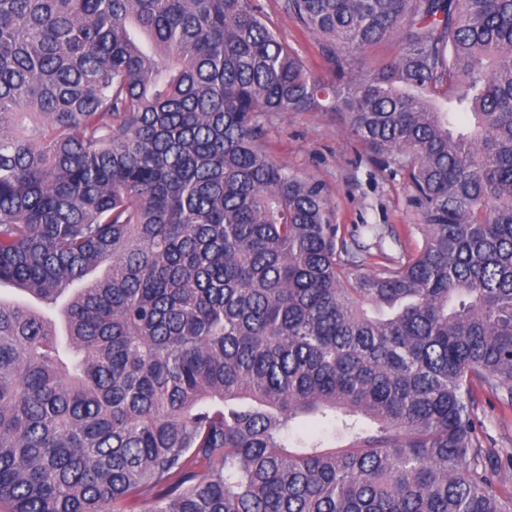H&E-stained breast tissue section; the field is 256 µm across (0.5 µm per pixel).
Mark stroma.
Segmentation results:
<instances>
[{"instance_id":"obj_1","label":"stroma","mask_w":512,"mask_h":512,"mask_svg":"<svg viewBox=\"0 0 512 512\" xmlns=\"http://www.w3.org/2000/svg\"><path fill=\"white\" fill-rule=\"evenodd\" d=\"M268 25L290 44L316 74L327 69L315 36L283 9V0H257ZM270 157L306 179L322 183L334 208V221L360 246V271L371 270L379 254L398 257L423 243L422 218L409 202L402 172L367 159L366 148L346 132L335 112H284L265 124ZM475 414L483 445L512 451V407L488 387L475 386Z\"/></svg>"}]
</instances>
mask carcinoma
<instances>
[{"label": "carcinoma", "instance_id": "carcinoma-1", "mask_svg": "<svg viewBox=\"0 0 512 512\" xmlns=\"http://www.w3.org/2000/svg\"><path fill=\"white\" fill-rule=\"evenodd\" d=\"M284 8L329 79L255 0H0L10 512H512L472 400L512 402V0ZM283 112L406 172L416 255L351 273ZM268 25L277 35L290 44L306 65L318 75H326L327 69L315 36L303 30L296 20L283 9V0H256ZM395 50L391 45H379L372 47L360 54L354 66V76H360L368 70H371L379 64V62ZM292 439L308 440L312 438H322L325 446L330 448H344L348 444L347 439H340L336 436L333 438L331 429L326 433H322V428L311 420H301L296 423L295 428L291 432Z\"/></svg>", "mask_w": 512, "mask_h": 512}]
</instances>
